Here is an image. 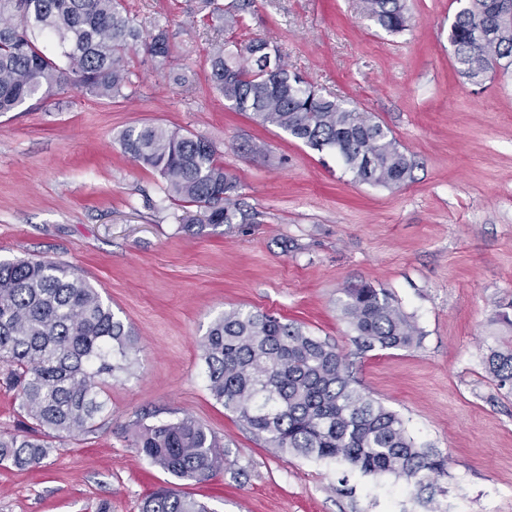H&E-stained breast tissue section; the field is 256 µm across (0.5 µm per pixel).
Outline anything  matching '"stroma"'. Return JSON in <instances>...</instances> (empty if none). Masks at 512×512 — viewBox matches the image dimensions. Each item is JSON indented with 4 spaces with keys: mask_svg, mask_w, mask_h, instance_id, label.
Returning a JSON list of instances; mask_svg holds the SVG:
<instances>
[{
    "mask_svg": "<svg viewBox=\"0 0 512 512\" xmlns=\"http://www.w3.org/2000/svg\"><path fill=\"white\" fill-rule=\"evenodd\" d=\"M199 5L124 0L143 34L165 29L172 47L160 64L136 46L129 97L67 89L0 114V260L77 269L138 347L132 374L107 381L96 430L52 439L40 468L0 466V512H140L162 485L212 512H512V391L484 365L512 339V68L480 85L459 73L457 0H407L398 35L362 0H255L236 39L277 44L290 70L383 124L415 162L400 187L359 183L335 156L225 107L207 76L226 33ZM143 123L210 141L246 221L186 231L189 204L119 143ZM363 283L394 295L419 347L358 352L339 301ZM233 308L335 344L359 389L447 456L440 492L267 448L205 380L198 342ZM147 414L204 424L223 469L195 483L154 467L133 446Z\"/></svg>",
    "mask_w": 512,
    "mask_h": 512,
    "instance_id": "obj_1",
    "label": "stroma"
}]
</instances>
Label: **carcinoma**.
I'll list each match as a JSON object with an SVG mask.
<instances>
[{"instance_id":"obj_1","label":"carcinoma","mask_w":512,"mask_h":512,"mask_svg":"<svg viewBox=\"0 0 512 512\" xmlns=\"http://www.w3.org/2000/svg\"><path fill=\"white\" fill-rule=\"evenodd\" d=\"M448 41L460 72L475 84L512 64V0H459ZM253 0H201L224 30L245 25ZM380 27H409L403 0H364ZM489 29L486 45L477 30ZM57 44L63 62L48 56L38 37ZM141 34L122 0H0V113L56 90L76 88L100 98L125 96L133 85L130 49ZM168 59L166 30L145 44ZM209 80L236 112H248L318 152H332L353 180L399 187L414 166L391 131L347 103L327 96L288 69L279 48L263 39L226 40L209 57ZM125 154L157 171L169 197L203 210L189 230L233 224L241 214L239 183L216 159L209 141L156 125L130 126L119 135ZM340 311L364 351L410 349L421 334L391 293L370 284L349 288ZM207 387L224 409L276 452L335 462L362 476L391 475L417 488L448 475L441 453L415 442L402 419L353 386L336 346L300 325L259 311L231 309L200 341ZM133 331L100 292L72 267L44 260L0 261V366L17 389L28 430L0 434V464L39 468L52 452L45 436L96 430L105 409V379L134 366ZM487 373L512 390V344L489 349ZM134 447L153 466L201 482L223 469L216 436L184 416L136 422ZM142 512H207L201 503L160 488Z\"/></svg>"}]
</instances>
